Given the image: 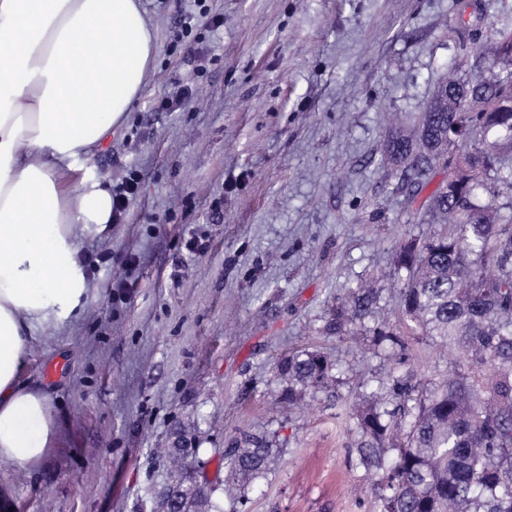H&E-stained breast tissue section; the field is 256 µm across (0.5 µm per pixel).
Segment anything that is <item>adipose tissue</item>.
<instances>
[{
	"mask_svg": "<svg viewBox=\"0 0 512 512\" xmlns=\"http://www.w3.org/2000/svg\"><path fill=\"white\" fill-rule=\"evenodd\" d=\"M142 0H0V464L38 472L57 446L50 394L25 379L47 328L92 290L83 238L112 196L70 179L137 98L157 51Z\"/></svg>",
	"mask_w": 512,
	"mask_h": 512,
	"instance_id": "obj_1",
	"label": "adipose tissue"
}]
</instances>
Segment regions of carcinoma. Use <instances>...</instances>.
I'll use <instances>...</instances> for the list:
<instances>
[{"mask_svg":"<svg viewBox=\"0 0 512 512\" xmlns=\"http://www.w3.org/2000/svg\"><path fill=\"white\" fill-rule=\"evenodd\" d=\"M463 62L477 74L448 69L414 124L392 128L383 146V168L402 190L416 193L446 172L414 220L439 230L402 241L393 275L405 327L462 361L432 391L392 367L361 383L349 415L351 465L369 481L377 512H512V32L475 36ZM378 299L371 286L346 289L330 325L362 335L373 323L374 345L388 343L386 360L402 364L401 332L379 323ZM334 367L314 349L282 358L284 399L331 391ZM276 453L265 435L224 449L221 462L238 485L229 512H241L243 493ZM198 454L157 449L170 482L153 512H214L212 492L193 472Z\"/></svg>","mask_w":512,"mask_h":512,"instance_id":"1","label":"carcinoma"}]
</instances>
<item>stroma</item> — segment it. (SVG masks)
Masks as SVG:
<instances>
[{
    "label": "stroma",
    "mask_w": 512,
    "mask_h": 512,
    "mask_svg": "<svg viewBox=\"0 0 512 512\" xmlns=\"http://www.w3.org/2000/svg\"><path fill=\"white\" fill-rule=\"evenodd\" d=\"M144 0L157 53L124 121L84 174L139 187L85 244L95 295L33 350L31 379L58 410V446L38 474L0 466L14 512H151L166 480L154 451L195 427L200 472L225 512L218 455L242 434L280 454L245 512H376L349 465L351 398L386 362L329 327L345 289L374 281L402 327L395 246L432 233L380 165L389 114L416 116L438 77L485 27L512 31V0ZM221 27H213V20ZM176 112L162 101L181 88ZM205 253L187 249L190 238ZM135 267H128V259ZM132 287H118L122 277ZM407 367L442 382L428 340L404 335ZM319 348L336 392L281 398L279 358Z\"/></svg>",
    "instance_id": "35a3bbf8"
}]
</instances>
